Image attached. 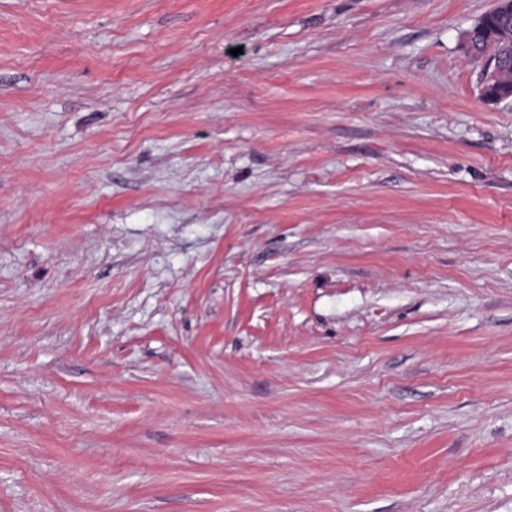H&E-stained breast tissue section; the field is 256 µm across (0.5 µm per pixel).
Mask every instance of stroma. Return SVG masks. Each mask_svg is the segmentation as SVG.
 <instances>
[{"label":"stroma","instance_id":"stroma-1","mask_svg":"<svg viewBox=\"0 0 512 512\" xmlns=\"http://www.w3.org/2000/svg\"><path fill=\"white\" fill-rule=\"evenodd\" d=\"M493 0H0V512H512ZM482 74L483 99L487 102H500L512 99V76H507L506 71L499 64L496 54L489 53L484 59ZM493 90V93L490 91Z\"/></svg>","mask_w":512,"mask_h":512}]
</instances>
